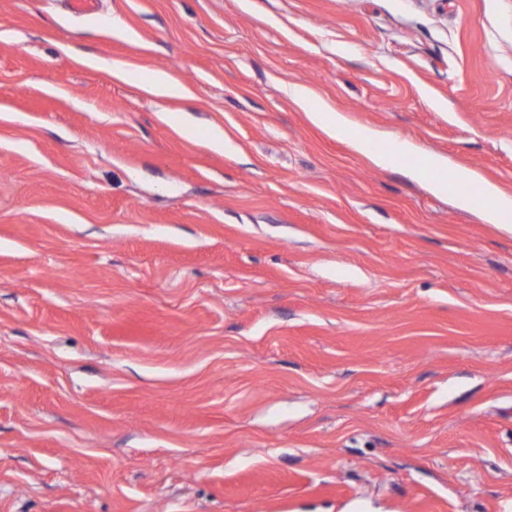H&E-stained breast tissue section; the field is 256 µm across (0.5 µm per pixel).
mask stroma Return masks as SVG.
<instances>
[{
	"instance_id": "stroma-1",
	"label": "stroma",
	"mask_w": 512,
	"mask_h": 512,
	"mask_svg": "<svg viewBox=\"0 0 512 512\" xmlns=\"http://www.w3.org/2000/svg\"><path fill=\"white\" fill-rule=\"evenodd\" d=\"M67 2L0 0V512L512 505V232L426 167L512 195V0ZM85 64L90 67L105 70L126 81L140 82L146 85L147 89L159 98H185L189 93L187 89L174 82L168 74L163 71L154 70L147 75H141L136 70L124 64L99 58L86 59ZM310 119L337 139L348 141L359 153L371 154L375 151V138L378 137V134L373 130L352 133L347 119L338 112H331L328 109L323 111L319 108L311 110Z\"/></svg>"
}]
</instances>
